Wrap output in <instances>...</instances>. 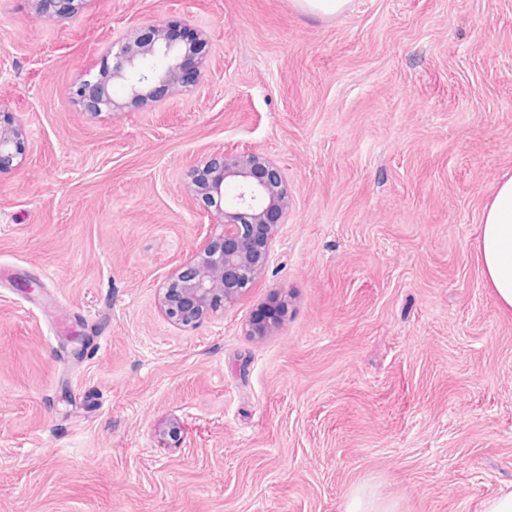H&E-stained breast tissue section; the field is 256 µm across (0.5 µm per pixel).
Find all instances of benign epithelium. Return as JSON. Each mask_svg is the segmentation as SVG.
Listing matches in <instances>:
<instances>
[{
	"label": "benign epithelium",
	"mask_w": 512,
	"mask_h": 512,
	"mask_svg": "<svg viewBox=\"0 0 512 512\" xmlns=\"http://www.w3.org/2000/svg\"><path fill=\"white\" fill-rule=\"evenodd\" d=\"M44 9L74 15L83 0H36ZM191 49L166 35L160 25L133 23L125 37L112 44L89 66L74 92L91 114L116 107L112 86L119 84L132 102L149 95L153 85L179 92L194 81L187 69ZM24 128L0 124V172L14 166L21 154ZM207 178L193 192L215 206L216 222L189 260L159 289L161 311L181 327H193L209 313L223 312L239 300L264 272L278 227L288 210L282 170L264 155L245 148L224 147L206 162ZM286 302L272 297L248 332L262 336L272 327Z\"/></svg>",
	"instance_id": "benign-epithelium-1"
}]
</instances>
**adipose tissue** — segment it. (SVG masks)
Returning <instances> with one entry per match:
<instances>
[{
  "label": "adipose tissue",
  "instance_id": "1",
  "mask_svg": "<svg viewBox=\"0 0 512 512\" xmlns=\"http://www.w3.org/2000/svg\"><path fill=\"white\" fill-rule=\"evenodd\" d=\"M478 250L497 303L512 310V176L495 184L483 211Z\"/></svg>",
  "mask_w": 512,
  "mask_h": 512
}]
</instances>
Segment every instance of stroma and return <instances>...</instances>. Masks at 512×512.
<instances>
[{"instance_id": "stroma-1", "label": "stroma", "mask_w": 512, "mask_h": 512, "mask_svg": "<svg viewBox=\"0 0 512 512\" xmlns=\"http://www.w3.org/2000/svg\"><path fill=\"white\" fill-rule=\"evenodd\" d=\"M133 20L204 35L196 83L84 112ZM0 110L26 130L0 173V512H342L360 484L483 512L512 484V312L476 246L512 174V0H0ZM233 145L280 166L288 214L256 286L183 329L157 292ZM303 12L317 16H334L343 13L350 0H294ZM286 302L284 299L281 298V296L275 295L271 299V304L268 306V308L262 310L265 313H268L269 316H264L262 319L256 316L255 318H252L249 323L247 324L248 329L247 331L250 332L253 336H264V334L267 332V330L272 327L274 324L280 321L281 314L285 310ZM279 309V315L277 319L273 323L267 324L268 321L274 319V316L276 315V310Z\"/></svg>"}]
</instances>
